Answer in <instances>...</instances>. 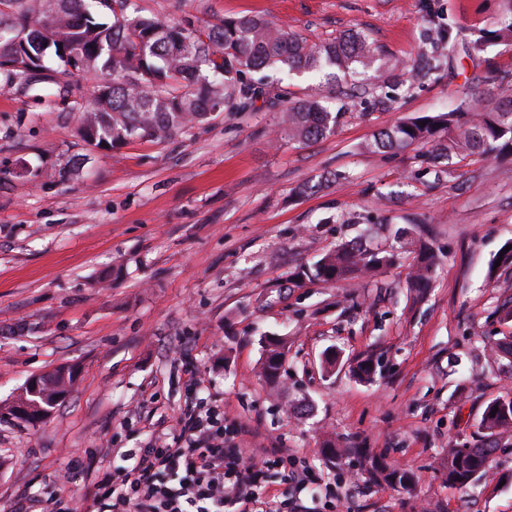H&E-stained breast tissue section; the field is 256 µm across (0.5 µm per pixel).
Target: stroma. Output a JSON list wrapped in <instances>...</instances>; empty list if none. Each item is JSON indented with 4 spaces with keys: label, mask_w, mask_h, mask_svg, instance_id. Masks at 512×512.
<instances>
[{
    "label": "stroma",
    "mask_w": 512,
    "mask_h": 512,
    "mask_svg": "<svg viewBox=\"0 0 512 512\" xmlns=\"http://www.w3.org/2000/svg\"><path fill=\"white\" fill-rule=\"evenodd\" d=\"M137 2L161 18L259 15L312 44L355 30L377 52L332 86L270 72L280 99L313 93L340 113L334 134L300 145L272 143L281 109L259 101L163 142L89 154L55 86L25 96L0 85V164L22 158L39 171L0 185V413L30 378L79 369L42 422L0 420V506L49 512L63 497L94 512L86 492L99 472L172 443L202 398L244 447L305 461L322 492L301 496L314 512L333 493L349 495L352 512H512V437L472 491L442 469L450 445L476 442L487 403L512 391V365L489 354L512 334L500 312L512 266L496 263L512 243V152L437 164L428 146H369L380 129L464 98L483 108L486 88L512 87L511 47L467 55V36L492 27L500 0ZM436 22L466 33L433 72ZM408 239L438 258L420 296ZM351 240L398 259L350 282L291 280ZM274 335L288 353L270 385L259 366ZM327 350L339 354L330 374ZM366 359L369 382L352 374ZM330 438L344 449L332 460L321 453ZM372 461L410 468L412 488L368 480Z\"/></svg>",
    "instance_id": "35a3bbf8"
}]
</instances>
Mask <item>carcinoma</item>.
Returning <instances> with one entry per match:
<instances>
[{
    "instance_id": "carcinoma-1",
    "label": "carcinoma",
    "mask_w": 512,
    "mask_h": 512,
    "mask_svg": "<svg viewBox=\"0 0 512 512\" xmlns=\"http://www.w3.org/2000/svg\"><path fill=\"white\" fill-rule=\"evenodd\" d=\"M489 44L512 45V0H502L493 28L468 48L474 58ZM65 49L69 56L59 54ZM376 47L358 33L311 45L295 31L255 15L220 18L204 25L190 18L177 22L140 15L135 0H0V83L26 95L54 85L73 98L78 113L76 137L91 150L134 141H164L226 108L245 110L260 90L247 75L262 69L315 72L336 80L365 65ZM102 77L93 100L80 79ZM338 114L316 96L285 106L276 138L304 144L334 132ZM433 143L439 157L477 154L484 158L512 149V92L502 88L493 106L473 112L457 109L398 122L380 131L372 147L404 148ZM395 262V255L369 250L350 241L327 253L294 278L325 285L351 281ZM436 256L419 244L410 273L411 287L430 286ZM283 341L268 345L262 375L271 383L281 376ZM75 368H59L44 380L46 398L30 407L34 425L49 414L56 387H71ZM479 445L450 448L444 460L448 485L466 489L489 469L500 441L512 434V395L489 401L477 423ZM369 474L392 486L410 489L409 469L373 463Z\"/></svg>"
}]
</instances>
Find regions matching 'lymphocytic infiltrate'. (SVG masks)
Wrapping results in <instances>:
<instances>
[{"instance_id": "obj_1", "label": "lymphocytic infiltrate", "mask_w": 512, "mask_h": 512, "mask_svg": "<svg viewBox=\"0 0 512 512\" xmlns=\"http://www.w3.org/2000/svg\"><path fill=\"white\" fill-rule=\"evenodd\" d=\"M286 469L270 493L267 469ZM307 467L287 450L247 451L224 437V416L187 406L174 445L143 448L131 465L99 475L89 491L106 512H299Z\"/></svg>"}]
</instances>
